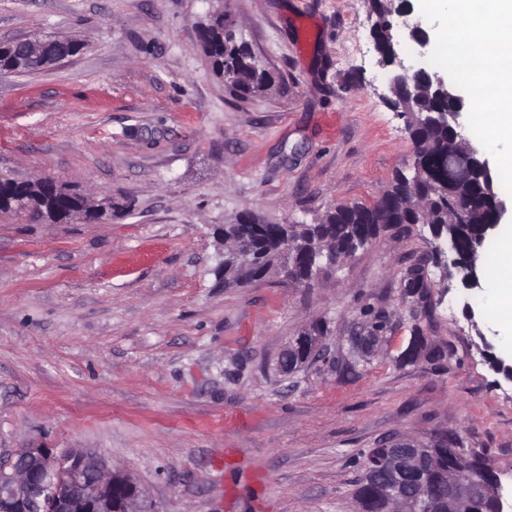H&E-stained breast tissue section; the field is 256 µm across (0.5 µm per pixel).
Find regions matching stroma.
Masks as SVG:
<instances>
[{
	"mask_svg": "<svg viewBox=\"0 0 512 512\" xmlns=\"http://www.w3.org/2000/svg\"><path fill=\"white\" fill-rule=\"evenodd\" d=\"M215 0H0V42L44 33L81 54L0 74V174L127 199L98 224L0 213V452L99 453L154 512H353L361 452L455 433L512 486V382L479 335L491 288L406 291L430 246L382 236L305 287L273 273L217 282L216 227L250 211L312 221L372 202L413 162L370 37L366 0H224L279 75L241 100L216 79L197 24ZM325 320L327 357L280 371ZM381 321L352 362L347 339ZM421 329L451 358L402 363Z\"/></svg>",
	"mask_w": 512,
	"mask_h": 512,
	"instance_id": "1",
	"label": "stroma"
}]
</instances>
